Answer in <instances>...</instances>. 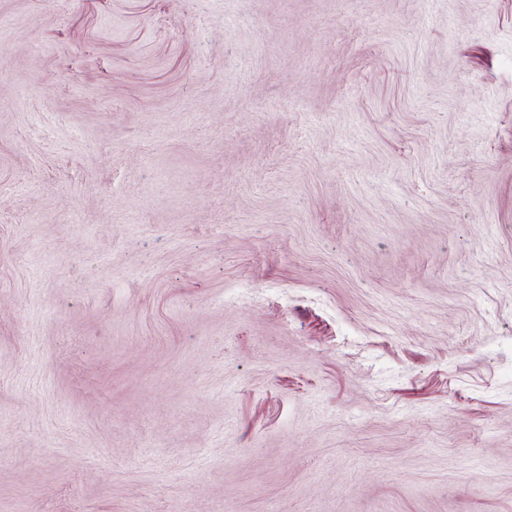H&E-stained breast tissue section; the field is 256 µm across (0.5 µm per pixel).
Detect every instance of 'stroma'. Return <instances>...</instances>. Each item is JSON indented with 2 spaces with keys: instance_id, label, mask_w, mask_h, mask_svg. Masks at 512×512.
Returning a JSON list of instances; mask_svg holds the SVG:
<instances>
[{
  "instance_id": "obj_1",
  "label": "stroma",
  "mask_w": 512,
  "mask_h": 512,
  "mask_svg": "<svg viewBox=\"0 0 512 512\" xmlns=\"http://www.w3.org/2000/svg\"><path fill=\"white\" fill-rule=\"evenodd\" d=\"M0 512H512V0H0Z\"/></svg>"
}]
</instances>
